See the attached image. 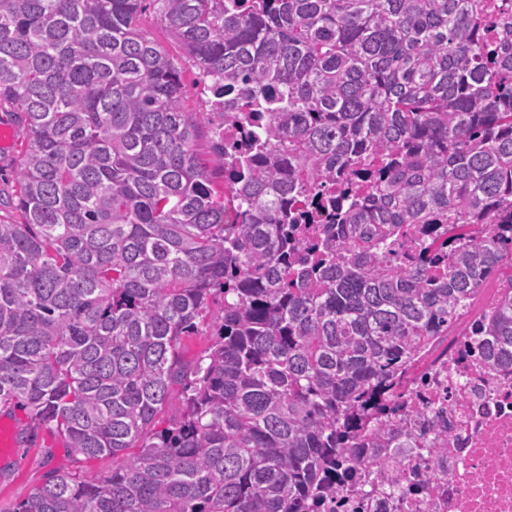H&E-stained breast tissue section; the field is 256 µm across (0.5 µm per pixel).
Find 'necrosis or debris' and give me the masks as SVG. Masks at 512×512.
<instances>
[{
	"label": "necrosis or debris",
	"mask_w": 512,
	"mask_h": 512,
	"mask_svg": "<svg viewBox=\"0 0 512 512\" xmlns=\"http://www.w3.org/2000/svg\"><path fill=\"white\" fill-rule=\"evenodd\" d=\"M477 314L429 353L397 418L413 434L449 448H406L386 478L347 483L335 512H512V366L484 359Z\"/></svg>",
	"instance_id": "4bbe7bcc"
}]
</instances>
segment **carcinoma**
Returning a JSON list of instances; mask_svg holds the SVG:
<instances>
[{"instance_id":"cac0c4a2","label":"carcinoma","mask_w":512,"mask_h":512,"mask_svg":"<svg viewBox=\"0 0 512 512\" xmlns=\"http://www.w3.org/2000/svg\"><path fill=\"white\" fill-rule=\"evenodd\" d=\"M143 2L0 0V105L27 130L0 409L120 460L54 469L14 512H318L344 449L417 447L385 404L512 267V17L498 38L492 0H152L204 113ZM217 113L255 123L250 151L226 156ZM500 287L480 329L512 365ZM141 27L156 42L164 46L173 56L181 71L182 81L186 87L187 97L185 109L187 112H202L205 109L207 96L201 94V86L197 87L198 69L195 63L189 59L172 37L170 32L157 20L154 13V6L151 1L144 3L141 17Z\"/></svg>"}]
</instances>
